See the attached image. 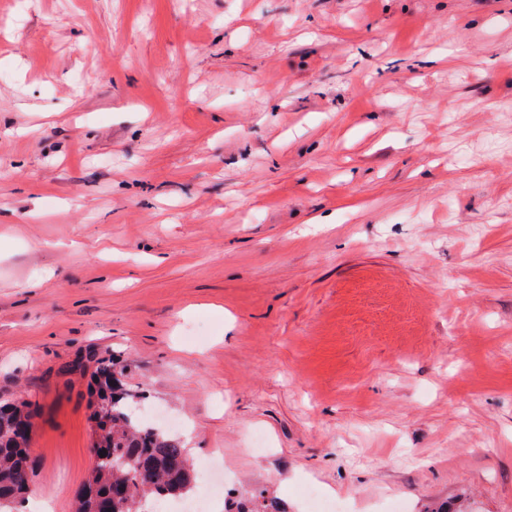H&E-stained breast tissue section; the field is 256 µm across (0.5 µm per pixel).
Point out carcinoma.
Returning <instances> with one entry per match:
<instances>
[{"instance_id": "cac0c4a2", "label": "carcinoma", "mask_w": 512, "mask_h": 512, "mask_svg": "<svg viewBox=\"0 0 512 512\" xmlns=\"http://www.w3.org/2000/svg\"><path fill=\"white\" fill-rule=\"evenodd\" d=\"M88 362L95 463L75 512H152L144 505L191 497L195 477L182 440L139 419L136 394L123 386L112 357L92 355ZM30 407L24 398L0 402V512H17L30 490Z\"/></svg>"}]
</instances>
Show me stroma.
<instances>
[{
	"instance_id": "obj_1",
	"label": "stroma",
	"mask_w": 512,
	"mask_h": 512,
	"mask_svg": "<svg viewBox=\"0 0 512 512\" xmlns=\"http://www.w3.org/2000/svg\"><path fill=\"white\" fill-rule=\"evenodd\" d=\"M92 353L197 489L512 512V0H0L22 512H73Z\"/></svg>"
}]
</instances>
